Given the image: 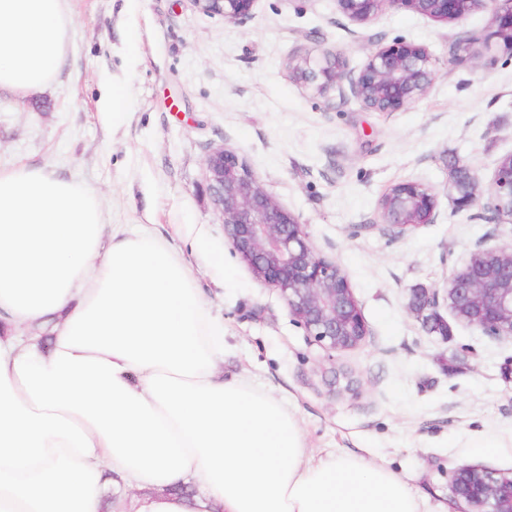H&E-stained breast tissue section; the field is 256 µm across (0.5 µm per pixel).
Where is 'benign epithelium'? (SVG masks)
Wrapping results in <instances>:
<instances>
[{
    "mask_svg": "<svg viewBox=\"0 0 512 512\" xmlns=\"http://www.w3.org/2000/svg\"><path fill=\"white\" fill-rule=\"evenodd\" d=\"M199 11L227 21L252 15L256 0H190ZM352 21L366 24L385 8L407 10L435 21L461 23L476 10L490 21L483 43L512 56V0H337ZM437 59L430 50L407 40L378 43L357 73L347 72L324 53V63L302 58L293 67L299 80L320 92L343 81L365 108L398 112L430 91ZM212 204L224 224L232 249L246 262L257 282L279 291L296 321L329 352L358 347L368 335L361 308L342 269L320 256L303 225L271 196L245 162L222 146L204 160ZM452 197L458 211L481 206L512 223V154L499 159L489 182L473 169L452 167ZM438 195L427 185L403 181L380 201L381 223L397 237L435 221ZM445 300L453 315L487 336L512 339V244L480 248L454 271L443 289L413 291L409 308L425 315L424 327L447 334L438 312ZM450 491L467 512H512V473L469 464L457 466Z\"/></svg>",
    "mask_w": 512,
    "mask_h": 512,
    "instance_id": "benign-epithelium-1",
    "label": "benign epithelium"
}]
</instances>
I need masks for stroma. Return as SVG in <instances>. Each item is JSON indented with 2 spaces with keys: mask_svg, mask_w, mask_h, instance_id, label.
Masks as SVG:
<instances>
[{
  "mask_svg": "<svg viewBox=\"0 0 512 512\" xmlns=\"http://www.w3.org/2000/svg\"><path fill=\"white\" fill-rule=\"evenodd\" d=\"M68 7L59 74L43 90L0 96V167H45L95 191L104 236L124 224L166 243L224 323L222 372L283 399L312 456L347 450L390 470L426 512H459L448 487L457 464L512 473V341L444 305L448 333H432L409 308L414 289L442 286L477 248L512 242V225L456 211L447 194L452 164L488 180L512 153V57L484 56L488 14L446 25L394 8L358 25L336 0H257L238 22L190 0ZM465 34L477 41L453 59ZM396 38L438 61L428 96L400 111L373 112L348 85L319 94L292 75L302 57L326 52L359 70L373 43ZM218 145L345 272L369 328L359 347L322 349L234 253L206 181ZM403 180L437 191L438 217L397 238L379 202ZM488 439L498 449L484 451Z\"/></svg>",
  "mask_w": 512,
  "mask_h": 512,
  "instance_id": "1",
  "label": "stroma"
}]
</instances>
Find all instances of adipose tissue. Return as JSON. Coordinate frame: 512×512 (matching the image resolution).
Returning a JSON list of instances; mask_svg holds the SVG:
<instances>
[{
    "label": "adipose tissue",
    "mask_w": 512,
    "mask_h": 512,
    "mask_svg": "<svg viewBox=\"0 0 512 512\" xmlns=\"http://www.w3.org/2000/svg\"><path fill=\"white\" fill-rule=\"evenodd\" d=\"M71 28L68 0H0V92L49 84ZM223 359L165 243L116 225L103 246L91 189L0 168V512H423L389 470L310 456L295 415Z\"/></svg>",
    "instance_id": "ef3b65f1"
}]
</instances>
